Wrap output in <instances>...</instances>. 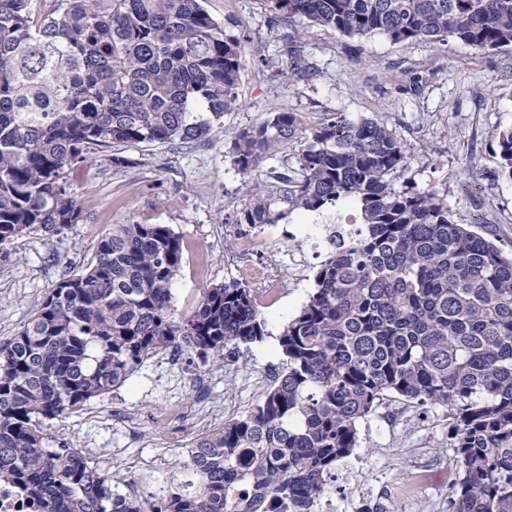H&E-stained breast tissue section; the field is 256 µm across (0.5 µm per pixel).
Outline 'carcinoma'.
I'll use <instances>...</instances> for the list:
<instances>
[{
    "mask_svg": "<svg viewBox=\"0 0 512 512\" xmlns=\"http://www.w3.org/2000/svg\"><path fill=\"white\" fill-rule=\"evenodd\" d=\"M278 11L348 37L453 38L512 48V0H272ZM245 56L202 0H0V259L20 235L84 221L69 176L98 153L115 165L144 143L190 147L237 103ZM302 131L271 112L231 145L246 177L237 223L283 212L252 176ZM302 179L284 171L281 201L319 212L352 206L360 223L321 224L325 259L306 303L278 336L283 372L247 415L194 438L195 481L132 498L47 428L122 385L143 361L188 349L224 359L266 336L254 291L204 289L175 314L185 244L167 224H114L95 262L62 278L0 347V478L44 512H322L358 422L386 393L448 410L457 474L448 512H512V256L444 198L393 188L408 163L387 124L322 122L302 137ZM512 179V128L499 136Z\"/></svg>",
    "mask_w": 512,
    "mask_h": 512,
    "instance_id": "1",
    "label": "carcinoma"
}]
</instances>
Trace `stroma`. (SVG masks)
I'll return each instance as SVG.
<instances>
[{
  "label": "stroma",
  "instance_id": "35a3bbf8",
  "mask_svg": "<svg viewBox=\"0 0 512 512\" xmlns=\"http://www.w3.org/2000/svg\"><path fill=\"white\" fill-rule=\"evenodd\" d=\"M213 19L242 40L245 66L238 101L208 140L190 148L166 143L127 150V161L98 159L70 182L84 213L53 238L14 239L0 262V345L29 320L59 280L87 268L102 235L116 224H167L186 245L173 286L177 313L192 311L215 284L248 283L242 268L271 272L277 298L259 311L266 336L241 358L201 360L163 351L137 367L118 389L54 420L52 442L86 455L127 494L130 485L159 493L189 482L191 441L225 420L247 414L283 367L278 336L306 301L323 258L308 226L333 224L336 209L287 211L258 230L236 223L248 198L230 155L243 128L268 113H298L304 127L345 116L384 121L403 143L409 164L397 189L413 184L446 199L454 220L471 225L512 255V179L500 167L498 138L512 127V49L477 50L460 41L394 42L382 35L350 38L330 27L276 12L271 0H205ZM298 47L303 77L285 74ZM265 233L270 244L241 253L243 240ZM358 446L339 467L323 512H443L457 470L448 446V412L388 398L358 425ZM430 477L416 483L421 470Z\"/></svg>",
  "mask_w": 512,
  "mask_h": 512
}]
</instances>
